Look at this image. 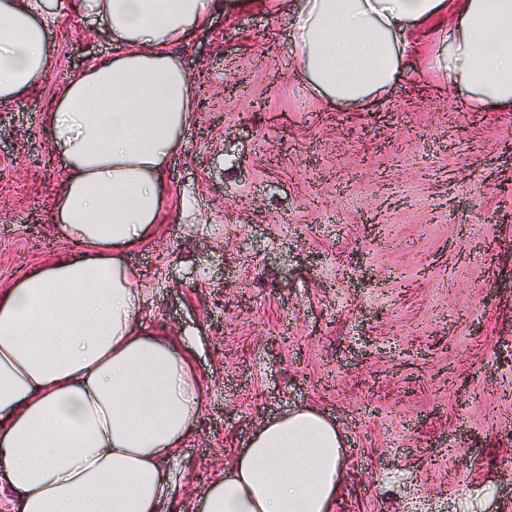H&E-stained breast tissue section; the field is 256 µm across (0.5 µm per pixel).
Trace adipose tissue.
<instances>
[{
	"mask_svg": "<svg viewBox=\"0 0 512 512\" xmlns=\"http://www.w3.org/2000/svg\"><path fill=\"white\" fill-rule=\"evenodd\" d=\"M251 0H67L113 51L54 96L66 178L49 214L78 256L0 290V512H160L204 403L175 341L143 326L124 251L159 220L164 173L195 117L178 49ZM296 69L323 104L360 109L408 84L470 109L512 110V0H271ZM46 0H0V105L49 78ZM342 438L304 406L265 420L201 512H333Z\"/></svg>",
	"mask_w": 512,
	"mask_h": 512,
	"instance_id": "1",
	"label": "adipose tissue"
}]
</instances>
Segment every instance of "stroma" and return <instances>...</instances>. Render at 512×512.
<instances>
[{
    "mask_svg": "<svg viewBox=\"0 0 512 512\" xmlns=\"http://www.w3.org/2000/svg\"><path fill=\"white\" fill-rule=\"evenodd\" d=\"M48 82L0 108V288L70 255L47 107L112 39L49 13ZM197 117L125 255L206 405L174 467L204 494L258 423L311 404L344 434L335 512H512V112L447 89L324 107L286 19L215 13L181 51Z\"/></svg>",
    "mask_w": 512,
    "mask_h": 512,
    "instance_id": "35a3bbf8",
    "label": "stroma"
}]
</instances>
